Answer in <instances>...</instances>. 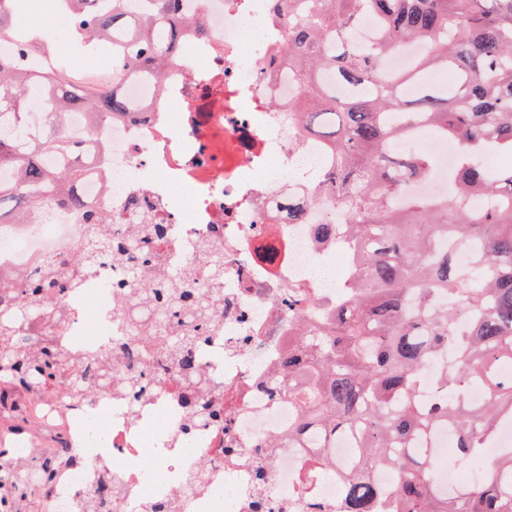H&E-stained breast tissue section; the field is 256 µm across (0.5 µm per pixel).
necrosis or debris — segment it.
<instances>
[{
	"label": "necrosis or debris",
	"instance_id": "obj_1",
	"mask_svg": "<svg viewBox=\"0 0 512 512\" xmlns=\"http://www.w3.org/2000/svg\"><path fill=\"white\" fill-rule=\"evenodd\" d=\"M185 22L178 55L164 70L143 80L137 70L89 57L72 77L95 76L123 91L137 112L91 122L71 112L65 130L85 153L79 191L109 216V233L133 224H164L167 241L156 266L180 271L199 264V246L224 254V278L213 283L224 297V318L200 350L213 405L224 424L193 428L183 436L182 384L174 364L148 363L154 392L132 403L112 394L89 403L66 396L33 400L32 428L0 440L13 460L30 463L38 480L44 457L33 427L49 426L65 454L46 499V512H150L156 499L169 512H305L306 499L324 512H341L342 483L321 477L300 485L307 460L300 448L257 446L284 435L295 411L275 381L298 323L288 294L302 290L307 305L335 295L339 283L322 269L336 243L317 232L323 221L313 209L303 223L279 218V204L310 189V167L326 166L317 140L301 138L289 105L299 95L287 68L273 69V55L286 35L272 22L267 0H179ZM207 34L198 36L196 22ZM435 158L417 194L444 195L455 151L447 141L417 132ZM88 238L80 213L63 206L41 212L30 224H0V269L28 274L47 260L71 256ZM133 254L98 266L82 287L41 293L42 304L61 310L51 337L58 353L78 362L85 352L112 354L120 367L142 360L144 343L125 329L116 290ZM266 472L257 482V469ZM112 482V500L93 495Z\"/></svg>",
	"mask_w": 512,
	"mask_h": 512
}]
</instances>
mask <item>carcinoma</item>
<instances>
[{
    "label": "carcinoma",
    "instance_id": "cac0c4a2",
    "mask_svg": "<svg viewBox=\"0 0 512 512\" xmlns=\"http://www.w3.org/2000/svg\"><path fill=\"white\" fill-rule=\"evenodd\" d=\"M59 0L67 36L105 52H124L122 67L144 75L161 72L181 43L178 0H150L140 14L131 0ZM300 18L301 0H268L287 29L274 61L288 65L300 85L293 110L309 136L331 146L332 165L311 174L316 194L280 204L288 223L302 221L323 198L336 202L345 223L324 211L321 232L350 245L341 298H324L288 344L280 389L296 411L288 438L270 447L308 444L302 482L340 478L345 512H512V444L487 449L501 426L512 422V164L491 167L487 156L512 157V0H319ZM27 0H0V42L18 52L0 54V214L19 216L54 192L57 201L82 213L90 225L76 255L49 262L25 288L0 283V375L28 390L64 392L84 401L120 388L137 402L152 380L137 367L114 368L112 357L89 354L77 374L62 377L65 361L53 345L32 343V326H54L61 313L39 303L42 289L64 288L83 273L129 250L136 265L121 284V315L128 331L149 342L145 354L178 366L187 407L185 429L218 415L204 400L208 381L198 366L200 331L220 324L224 299L207 292L196 272L152 279L154 252L166 239L163 224H139L137 237L112 240L102 215L75 190L83 169L80 146L56 124L70 108L100 119L131 110L128 100L104 87L69 86L65 74L42 69L36 48L40 31L18 28L14 18ZM379 23V41H358L361 12ZM422 42L429 52L411 71L388 76L383 66L394 44ZM351 90L336 95V85ZM45 93L43 121L31 122L28 99ZM457 144L455 190L436 198L407 193L424 179L435 159L391 145L420 125ZM52 155L68 167L67 178L41 159ZM469 251V265L455 253ZM210 277H224V254L209 251ZM433 374L437 396L424 407L419 394ZM483 390L474 406L464 399ZM455 427L449 466L484 462L477 486L444 489L434 480L431 457L420 447L435 429ZM350 438L352 461L336 460L332 443ZM387 468L393 481L370 478ZM25 467L0 470L24 498Z\"/></svg>",
    "mask_w": 512,
    "mask_h": 512
}]
</instances>
